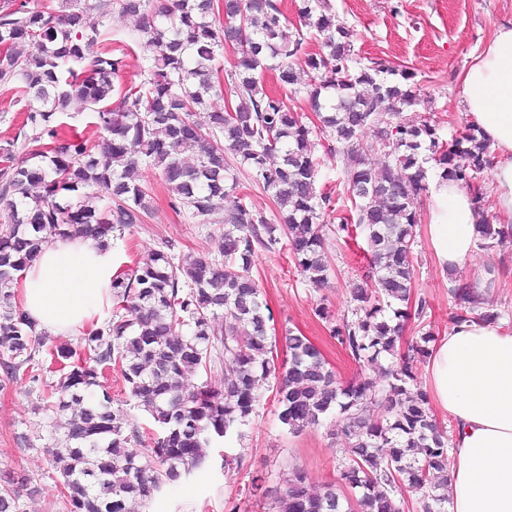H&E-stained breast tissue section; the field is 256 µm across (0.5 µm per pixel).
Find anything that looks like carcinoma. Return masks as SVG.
<instances>
[{
  "label": "carcinoma",
  "mask_w": 512,
  "mask_h": 512,
  "mask_svg": "<svg viewBox=\"0 0 512 512\" xmlns=\"http://www.w3.org/2000/svg\"><path fill=\"white\" fill-rule=\"evenodd\" d=\"M115 10L137 17L139 37L153 47L140 80L124 87L116 79L132 46L102 47ZM222 12L227 27L214 0H0V88L25 112L0 155L10 159L20 137L27 148L24 160L0 167V366L9 380L22 374L42 386L36 409L51 419L44 452L62 508L135 512L206 465L213 444L242 440L271 398L292 435L338 420L344 457L337 479L320 488L300 465H286L285 490L271 496L269 512H410L407 492L419 494V512H448V430L413 366L435 341L422 328L430 304L413 292L415 201L429 180H451L480 208L488 146L470 125L447 138L432 119L408 116L419 105L409 75L358 57L353 31L327 0H302L299 9L324 53L309 51L277 0H223ZM228 40L237 55L225 69L219 57ZM298 67L308 81H299ZM266 71L317 112L351 202L336 237L365 245L367 285L351 284V316L315 308L365 371L346 385L291 328L279 358L272 311L250 275L257 252L286 246L306 281L325 286V217L337 212L332 195L317 189L312 130L266 90ZM213 98L230 100L233 111L195 120ZM76 102L92 114L98 139L58 137L59 116ZM371 127L379 137L366 143ZM187 147L197 148L192 163L182 157ZM228 153L270 194L275 219L248 206ZM140 168L159 173L171 206L192 221L210 224L224 213L219 257L168 244L112 279L108 320L75 344L47 345L17 305L19 277L55 240H117L143 223L149 194L135 177ZM476 228L482 247L512 244L511 222L484 218ZM451 294L452 322L499 319L472 284L455 283ZM412 319L421 328L408 339ZM42 353L59 365L47 386ZM217 366L224 380L214 389L208 377ZM109 374L122 385L119 398L102 388ZM368 403L379 418L363 415ZM221 467L249 474L252 462L240 448L224 452ZM36 492L29 477L4 476L0 512H26L23 497Z\"/></svg>",
  "instance_id": "cac0c4a2"
}]
</instances>
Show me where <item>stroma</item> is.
<instances>
[{
    "label": "stroma",
    "mask_w": 512,
    "mask_h": 512,
    "mask_svg": "<svg viewBox=\"0 0 512 512\" xmlns=\"http://www.w3.org/2000/svg\"><path fill=\"white\" fill-rule=\"evenodd\" d=\"M337 16L354 32L355 53L386 65L409 71L420 103L416 116H433L444 134H454L469 117L461 103L458 76L472 62L496 28L512 21V0H330ZM150 189L152 210L133 234L120 241L123 260L145 257L175 243L181 252L214 256L218 253L222 214L212 223L195 224L186 214L175 212L158 172L137 173ZM432 203L421 195L417 203L420 222L416 232L418 255L416 291L426 297L431 312L427 318L435 335L445 336L455 308L448 295V278L442 272L429 244L428 224ZM335 273L328 285L312 287L296 270L287 251L261 252L254 256L252 276L265 293L276 328H298L334 366L341 380L357 374L356 365L336 343L314 314L326 302L336 316L348 312L349 284L360 273V258L343 243L329 241ZM501 273L490 300L498 312L499 325L512 332V247L479 249L473 261L455 273L457 280L486 276L489 268ZM37 397L25 378L6 381L0 372V474L25 472L38 486L37 495L26 502L27 512H62L60 494L48 477L43 452L50 435L47 415L36 409ZM335 422L297 435L277 424L273 405L260 409L246 431L245 447L254 469L270 473V488H282L278 472L286 463L302 466L310 484L319 487L333 481L344 454L336 440ZM249 480L246 474L221 469L211 463L174 488L163 489L140 512H226L229 503H239L241 512H263L256 500L242 498Z\"/></svg>",
    "instance_id": "35a3bbf8"
}]
</instances>
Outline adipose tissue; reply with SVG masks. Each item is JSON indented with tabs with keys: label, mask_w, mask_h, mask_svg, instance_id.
Here are the masks:
<instances>
[{
	"label": "adipose tissue",
	"mask_w": 512,
	"mask_h": 512,
	"mask_svg": "<svg viewBox=\"0 0 512 512\" xmlns=\"http://www.w3.org/2000/svg\"><path fill=\"white\" fill-rule=\"evenodd\" d=\"M464 109L494 152L495 203L512 219V23L499 26L458 77ZM428 235L442 269L477 251L469 194L434 185ZM119 267L111 242L55 241L24 273L20 308L36 330L55 335L92 327ZM427 389L453 418L448 512H512V334L499 325L461 322L428 364Z\"/></svg>",
	"instance_id": "adipose-tissue-1"
}]
</instances>
